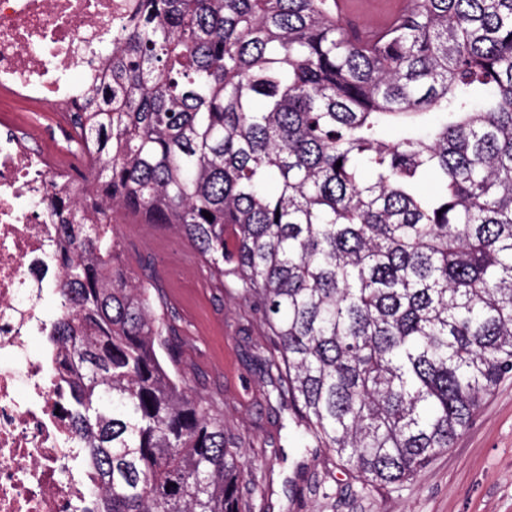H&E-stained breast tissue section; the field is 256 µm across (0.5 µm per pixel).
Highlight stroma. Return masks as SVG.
<instances>
[{
  "label": "stroma",
  "instance_id": "stroma-1",
  "mask_svg": "<svg viewBox=\"0 0 512 512\" xmlns=\"http://www.w3.org/2000/svg\"><path fill=\"white\" fill-rule=\"evenodd\" d=\"M57 156L74 147L56 112L14 103ZM115 230L129 270L157 288L179 317L180 364L191 386L220 400L240 437L261 490L254 512H512V378L481 406L471 426L410 484L364 486L337 457L304 455L288 430V407L266 399L250 353L261 344L249 329L252 308L231 288L216 287L189 240L118 215Z\"/></svg>",
  "mask_w": 512,
  "mask_h": 512
}]
</instances>
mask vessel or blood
I'll use <instances>...</instances> for the list:
<instances>
[{
    "mask_svg": "<svg viewBox=\"0 0 512 512\" xmlns=\"http://www.w3.org/2000/svg\"><path fill=\"white\" fill-rule=\"evenodd\" d=\"M335 5L351 38L362 43L376 39L413 8L412 0H335Z\"/></svg>",
    "mask_w": 512,
    "mask_h": 512,
    "instance_id": "vessel-or-blood-1",
    "label": "vessel or blood"
}]
</instances>
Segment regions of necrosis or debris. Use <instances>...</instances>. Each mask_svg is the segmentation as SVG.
I'll list each match as a JSON object with an SVG mask.
<instances>
[{"instance_id":"necrosis-or-debris-1","label":"necrosis or debris","mask_w":512,"mask_h":512,"mask_svg":"<svg viewBox=\"0 0 512 512\" xmlns=\"http://www.w3.org/2000/svg\"><path fill=\"white\" fill-rule=\"evenodd\" d=\"M129 2L0 0V512H77L87 499L54 363L32 350L31 338L46 329L44 290L59 276L51 197L69 170L95 164L84 151L60 161L30 150L14 137L17 116L4 102L78 110L110 77L101 48L124 24ZM72 64L88 66L85 84L71 83Z\"/></svg>"}]
</instances>
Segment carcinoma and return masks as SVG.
<instances>
[{"mask_svg":"<svg viewBox=\"0 0 512 512\" xmlns=\"http://www.w3.org/2000/svg\"><path fill=\"white\" fill-rule=\"evenodd\" d=\"M416 2L358 44L332 0H134L73 120L93 193L51 198L82 512H252L256 490L115 212L234 283L300 447L370 486L414 480L512 376V0Z\"/></svg>","mask_w":512,"mask_h":512,"instance_id":"cac0c4a2","label":"carcinoma"}]
</instances>
